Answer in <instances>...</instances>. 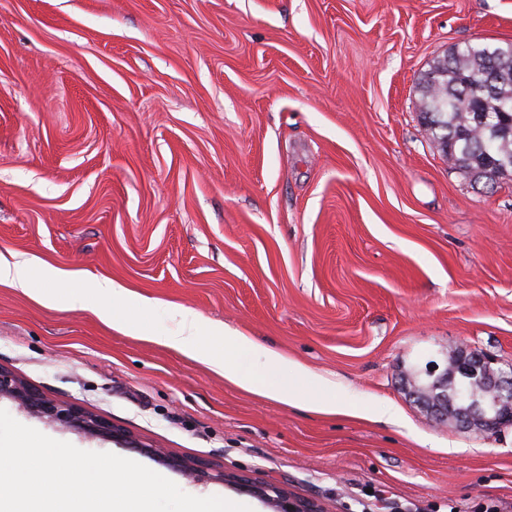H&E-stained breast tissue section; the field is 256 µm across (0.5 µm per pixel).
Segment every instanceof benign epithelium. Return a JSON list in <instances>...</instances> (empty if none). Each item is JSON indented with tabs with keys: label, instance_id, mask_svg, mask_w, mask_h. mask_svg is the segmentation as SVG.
I'll use <instances>...</instances> for the list:
<instances>
[{
	"label": "benign epithelium",
	"instance_id": "benign-epithelium-1",
	"mask_svg": "<svg viewBox=\"0 0 512 512\" xmlns=\"http://www.w3.org/2000/svg\"><path fill=\"white\" fill-rule=\"evenodd\" d=\"M439 366L431 363L426 373L438 380L442 389L436 398L432 412L439 419L448 418V413L457 410L458 425L463 429L476 426L485 431H493L500 425L512 422V368L494 369L487 357L479 352L460 355L455 372L470 377V381L454 387L453 395H448V371L438 372ZM14 401L28 414L46 418L62 427L78 431L89 437H104L127 448H134L148 454H158L160 450L147 445L128 431L104 418L73 405L57 402L24 379L0 367V398ZM212 479L232 484L236 489L262 498L274 508V512H324L316 503L295 496L273 484L257 485L241 475H226L216 472Z\"/></svg>",
	"mask_w": 512,
	"mask_h": 512
}]
</instances>
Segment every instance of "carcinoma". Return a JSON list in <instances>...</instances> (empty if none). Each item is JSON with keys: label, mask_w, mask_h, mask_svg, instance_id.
Masks as SVG:
<instances>
[{"label": "carcinoma", "mask_w": 512, "mask_h": 512, "mask_svg": "<svg viewBox=\"0 0 512 512\" xmlns=\"http://www.w3.org/2000/svg\"><path fill=\"white\" fill-rule=\"evenodd\" d=\"M489 64L500 81L479 90ZM423 119L454 167L476 178L512 176V44L467 43L430 67L422 82Z\"/></svg>", "instance_id": "1"}]
</instances>
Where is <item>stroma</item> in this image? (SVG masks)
<instances>
[{
	"mask_svg": "<svg viewBox=\"0 0 512 512\" xmlns=\"http://www.w3.org/2000/svg\"><path fill=\"white\" fill-rule=\"evenodd\" d=\"M469 42H512V0H0V253L89 284L82 308L0 284V366L165 455L0 409L251 512L272 510L171 459L326 512H512V425L466 431L409 394L461 350L512 363V180L453 168L420 117L424 74ZM103 278L154 300L150 339L104 318ZM195 317L313 373L241 356L254 378L359 416L156 344Z\"/></svg>",
	"mask_w": 512,
	"mask_h": 512,
	"instance_id": "1",
	"label": "stroma"
}]
</instances>
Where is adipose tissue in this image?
Segmentation results:
<instances>
[{
  "label": "adipose tissue",
  "mask_w": 512,
  "mask_h": 512,
  "mask_svg": "<svg viewBox=\"0 0 512 512\" xmlns=\"http://www.w3.org/2000/svg\"><path fill=\"white\" fill-rule=\"evenodd\" d=\"M40 274L49 283L67 282L73 288L72 300L84 304L85 295L81 286L80 272L63 270L51 266L41 259L31 256L12 261L0 255V283L27 288L32 274ZM99 292L112 298L115 310L111 322L113 329L133 336L145 335L138 312L147 303L145 297L108 279H98L93 283ZM209 337L210 345H202L201 337ZM158 344L180 352L189 359L207 366L213 372L224 376L225 380L247 391L257 393L289 406L306 404L305 396L296 387L275 382H261L246 375L235 359L236 353L246 352L273 369L293 368L297 375L310 377L311 372L304 366L291 364L279 351L256 343L245 333L228 327L217 326L202 320H194L188 334L161 336Z\"/></svg>",
  "instance_id": "adipose-tissue-1"
}]
</instances>
